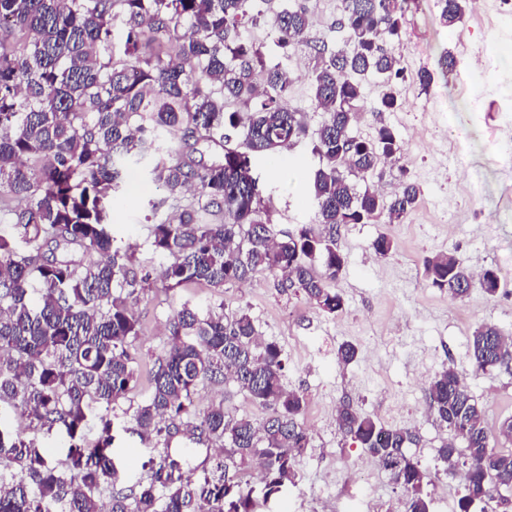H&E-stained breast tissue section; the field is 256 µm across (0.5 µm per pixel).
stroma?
Wrapping results in <instances>:
<instances>
[{"mask_svg":"<svg viewBox=\"0 0 512 512\" xmlns=\"http://www.w3.org/2000/svg\"><path fill=\"white\" fill-rule=\"evenodd\" d=\"M489 2V13L469 11L446 27L439 20L438 0H411L402 40L395 47L403 70L399 108L375 111L379 80L371 77L365 83L372 112L353 131L367 138L377 126L391 128L404 153L399 162L383 163L382 177L394 182L399 167H407L421 196L401 223L340 229L337 243L346 266L332 284L344 300L336 315L319 312L302 295L279 291L262 275L226 286L218 296L201 284L166 290L159 277L161 260L147 242L149 224L169 213L162 204L164 193L141 172L125 176L123 203L112 210L110 230L132 247L141 268L151 274L149 290L135 305L141 331L132 346L138 369L132 402L143 400L152 363L169 347V316L183 303L203 306L213 299L223 302L226 311L249 312L262 341L276 343L282 351L285 387L307 397L302 422L311 446L297 459L295 484L261 504L260 512H386L389 506L400 505L402 492L390 474L339 432L336 410L342 403H353L385 426L412 431L414 441L407 452L431 476L424 488L429 512H456L464 482L437 457L451 434L426 402L428 382L454 368L484 407L490 430L512 416V371L475 373L470 349L476 328L485 323L512 338V183L504 174L507 160L496 144L497 139L512 136V20H500L494 9L499 0ZM273 3L306 10L313 23L312 37L326 39L332 47L342 45V35L334 28L342 0ZM444 52L457 64L442 75L435 67ZM480 56L496 57V76L477 72ZM270 62L290 69L294 83L289 102L305 112L310 128H317L323 114L315 110L308 90L310 71L317 64L314 56L301 47H274ZM424 68L435 72L426 89L417 79ZM434 126L443 129V136L425 135V128ZM456 138L465 141L464 154L453 153L451 142ZM314 165L305 143L278 151L276 159L260 161L262 220L280 231L314 223ZM445 213L450 216L446 223L441 220ZM382 235L393 242L384 257L373 249ZM441 252L454 253L470 267L496 271L501 278L497 294L488 296L476 286L460 301L447 289L431 286L423 262ZM346 341L356 346L357 358L343 365L336 351ZM196 402L203 408L223 403L230 415L257 423L265 416L263 408L233 385L201 387ZM167 453L186 455L182 472L193 481L216 459L214 449L189 445L180 436L163 448L121 431L112 448L126 487L145 480L149 461Z\"/></svg>","mask_w":512,"mask_h":512,"instance_id":"obj_1","label":"stroma"}]
</instances>
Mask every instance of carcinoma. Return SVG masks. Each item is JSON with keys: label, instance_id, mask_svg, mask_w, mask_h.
Returning <instances> with one entry per match:
<instances>
[{"label": "carcinoma", "instance_id": "carcinoma-1", "mask_svg": "<svg viewBox=\"0 0 512 512\" xmlns=\"http://www.w3.org/2000/svg\"><path fill=\"white\" fill-rule=\"evenodd\" d=\"M256 2L0 0V30L10 33L0 35V405L69 443L60 470L34 441L0 425V512H257L259 501L295 484L310 444L300 422L307 400L284 387L280 348L259 341L244 311L183 304L148 394L134 410L122 408L137 386L134 303L149 288V275L135 272L134 255L109 230L129 166L145 165L167 193L161 204L176 212L149 226L168 288L204 284L218 293L261 273L327 315L344 305L331 288L345 263L340 228L399 223L419 200L403 167L391 195L374 188L381 161L402 153L394 131L353 133L366 77L381 80L374 111L399 106L402 68L391 46L402 39L409 0H343L335 28L347 48L336 51L311 38L305 10L272 12L276 44L304 46L318 59L309 90L324 119L312 132L288 104L283 72L266 68L265 44L243 36L242 27L260 21ZM438 4L453 25L468 0ZM305 139L316 160L317 225L280 236L260 219L257 163ZM423 267L432 286L468 295L473 275L456 255L427 257ZM470 347L475 371L512 368L495 325L479 326ZM219 380L236 383L266 418L231 417L222 403L198 408L199 387ZM425 395L453 433L439 460L464 467L459 512L508 502L501 491L512 489V449L487 453L496 437L470 388L450 367ZM336 423L391 474L405 512H429L428 474L405 452L409 429L386 427L350 402ZM91 424L99 427L93 442ZM119 428L165 446L182 435L223 454L197 483L166 454L138 488L119 489L111 456ZM255 463L260 498L247 479Z\"/></svg>", "mask_w": 512, "mask_h": 512}]
</instances>
